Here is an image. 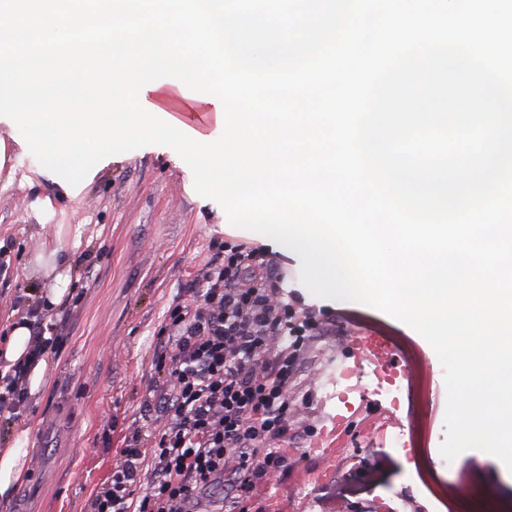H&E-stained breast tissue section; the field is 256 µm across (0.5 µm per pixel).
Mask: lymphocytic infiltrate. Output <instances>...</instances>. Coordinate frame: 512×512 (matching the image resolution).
I'll use <instances>...</instances> for the list:
<instances>
[{
  "mask_svg": "<svg viewBox=\"0 0 512 512\" xmlns=\"http://www.w3.org/2000/svg\"><path fill=\"white\" fill-rule=\"evenodd\" d=\"M222 261H209L196 295L199 305H176L168 338L156 358L157 380L143 416L159 414L149 445L139 435L121 451L93 512H200L205 491H228L213 512H236L245 501L271 512L268 475L288 467V382L291 346L307 333L292 310L276 315L261 288L262 251L244 238L226 244ZM24 370L0 374V419L27 407ZM149 482H142L144 468Z\"/></svg>",
  "mask_w": 512,
  "mask_h": 512,
  "instance_id": "f902f5d3",
  "label": "lymphocytic infiltrate"
}]
</instances>
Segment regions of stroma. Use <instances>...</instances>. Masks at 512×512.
I'll list each match as a JSON object with an SVG mask.
<instances>
[{
  "instance_id": "1",
  "label": "stroma",
  "mask_w": 512,
  "mask_h": 512,
  "mask_svg": "<svg viewBox=\"0 0 512 512\" xmlns=\"http://www.w3.org/2000/svg\"><path fill=\"white\" fill-rule=\"evenodd\" d=\"M38 168L27 156L14 175L0 173V260L8 264L0 272V349L2 334L49 284L36 262L48 245L58 247L71 282L50 321L59 342L47 357L46 391L29 397L19 422L0 420V448L11 446L17 427L30 430L28 476L0 512H92L131 433L154 430L140 408L169 309L192 301L202 268L235 233L222 231L227 218L217 202L190 191L192 173L168 147L125 153L75 197ZM39 200L50 204L44 225L32 210ZM265 285L317 320L294 355L288 445L295 454L287 472L267 479L274 512H377L381 502L392 512H441L422 480L445 439L444 375L430 344L381 311L313 296L299 277L280 282L271 274ZM365 336L384 337L394 351L384 371L399 388L398 405L376 391L368 361L347 403L328 394L330 368L358 359ZM339 415L345 443L334 463L313 442ZM427 415L426 443L392 447L393 433L412 431ZM460 471L479 474L465 512H512V471L500 460L469 450L440 476Z\"/></svg>"
}]
</instances>
